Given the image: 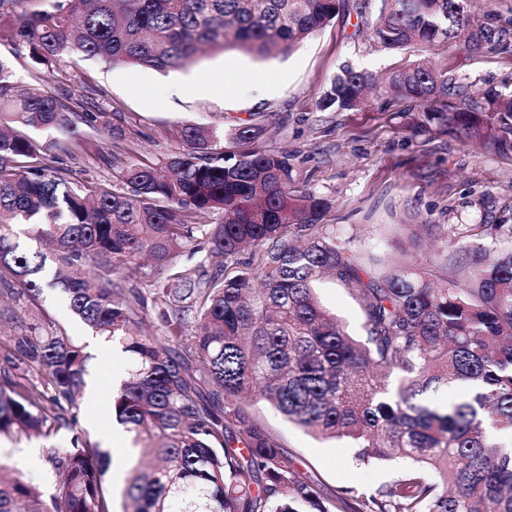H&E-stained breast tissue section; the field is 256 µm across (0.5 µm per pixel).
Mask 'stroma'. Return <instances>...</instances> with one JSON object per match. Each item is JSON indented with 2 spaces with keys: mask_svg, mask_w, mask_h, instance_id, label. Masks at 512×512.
<instances>
[{
  "mask_svg": "<svg viewBox=\"0 0 512 512\" xmlns=\"http://www.w3.org/2000/svg\"><path fill=\"white\" fill-rule=\"evenodd\" d=\"M368 33L356 17L339 18L289 55L262 59L236 50L208 52L199 64L181 71L108 67L74 55L55 72L54 89L71 90L111 113L113 123L123 127L125 141L113 143L85 127L83 150L69 154L57 148L58 133L30 128L26 134L46 146L44 162L63 169L71 182L117 189L125 166L174 149L184 124L219 127L260 113L266 117L267 145L288 151L299 179L332 199L328 221L335 224L337 238L353 249L382 255L400 246L423 260L439 246L444 230L458 236L474 224H498L512 232V149H495L456 130L438 132L421 112L404 111L380 95L371 96L358 111L315 109V100L341 69L381 77L401 59V52L373 44ZM430 59L448 64L473 89L512 88V46L474 53L442 48ZM182 77L207 80L208 88L183 97L169 95ZM316 294L351 335L364 336L363 315L351 290L324 280L317 283ZM39 306L64 335L87 345L97 399L81 400L79 414L108 423L112 388L129 370L127 354L118 345L92 340L60 291H44ZM259 412L280 436L292 463L316 472L324 494L340 488L372 493L405 467L401 460L355 464L346 444L316 440L269 406H260ZM71 437L65 428L46 438L0 435V464L17 465L24 479L51 491L43 450L67 447Z\"/></svg>",
  "mask_w": 512,
  "mask_h": 512,
  "instance_id": "stroma-1",
  "label": "stroma"
}]
</instances>
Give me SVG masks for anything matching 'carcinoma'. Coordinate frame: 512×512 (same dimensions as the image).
Masks as SVG:
<instances>
[{
    "label": "carcinoma",
    "mask_w": 512,
    "mask_h": 512,
    "mask_svg": "<svg viewBox=\"0 0 512 512\" xmlns=\"http://www.w3.org/2000/svg\"><path fill=\"white\" fill-rule=\"evenodd\" d=\"M0 36L51 75L74 53L106 65L190 66L207 50L286 55L339 16L364 17L369 0H54L40 13L1 10ZM371 38L389 50L479 52L512 44V13L481 0H380ZM374 77L344 68L321 111L366 103ZM385 93L428 122L512 145V91L481 93L446 68L402 60ZM123 137L107 112L71 92L19 82L0 59V295L22 286L36 303L61 287L69 309L131 357L110 413L154 464L130 470L123 512H512V246L497 224L485 243L444 238L434 260L379 258L336 239L332 200L299 182L288 153L263 141L266 125L182 127L162 160H141L121 190L73 186L40 160L18 128L70 138L79 126ZM48 241L53 257L20 247ZM151 261L146 287L124 270ZM352 290L364 341L322 307V277ZM160 334L142 330L147 308ZM19 322L0 343V434L74 431L45 449L55 475L45 494L0 476V512H112L110 454L75 430L88 375L84 347L49 321ZM42 375L45 391L28 375ZM454 387L443 404L421 400ZM265 402L289 423L353 448L352 461H411L390 485L324 498L320 480L291 465L259 417Z\"/></svg>",
    "instance_id": "cac0c4a2"
}]
</instances>
